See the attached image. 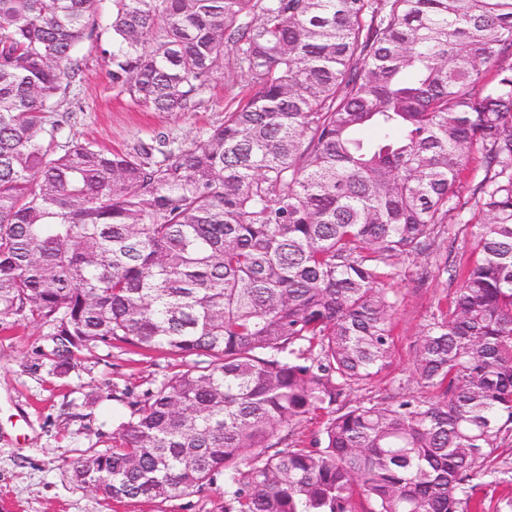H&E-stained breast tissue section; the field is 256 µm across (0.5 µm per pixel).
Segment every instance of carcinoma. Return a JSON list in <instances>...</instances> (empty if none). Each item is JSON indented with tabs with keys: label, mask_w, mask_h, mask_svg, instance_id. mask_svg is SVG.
Here are the masks:
<instances>
[{
	"label": "carcinoma",
	"mask_w": 512,
	"mask_h": 512,
	"mask_svg": "<svg viewBox=\"0 0 512 512\" xmlns=\"http://www.w3.org/2000/svg\"><path fill=\"white\" fill-rule=\"evenodd\" d=\"M101 17L0 0V320L49 322L60 370L114 342L192 365L73 481L111 501L221 481L224 512H479L512 439V0H112L133 101L193 112L231 66L249 85L220 125L123 151L50 120ZM461 234L425 395L338 405L389 374L400 260ZM324 410L320 447L289 442Z\"/></svg>",
	"instance_id": "obj_1"
}]
</instances>
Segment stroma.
<instances>
[{
  "instance_id": "stroma-1",
  "label": "stroma",
  "mask_w": 512,
  "mask_h": 512,
  "mask_svg": "<svg viewBox=\"0 0 512 512\" xmlns=\"http://www.w3.org/2000/svg\"><path fill=\"white\" fill-rule=\"evenodd\" d=\"M110 39L104 29L80 47L82 78L56 114L62 122L60 142L79 139L125 150L161 134L182 141L222 123L226 104L246 88L244 76L229 72L196 111H154L113 86L112 64L104 53ZM448 249L458 262L469 258L461 237L452 245L437 240L433 252L401 261L403 274L394 283L400 301L391 375L345 392L343 404L387 401L393 382L401 393L419 394L415 345L432 313L454 292L435 266ZM50 331L30 317L0 323V512H224L220 483L164 501L109 503L72 482V462L86 451L111 447L133 404L172 372L173 360L129 345H100L77 353L69 370L60 372L50 356Z\"/></svg>"
}]
</instances>
